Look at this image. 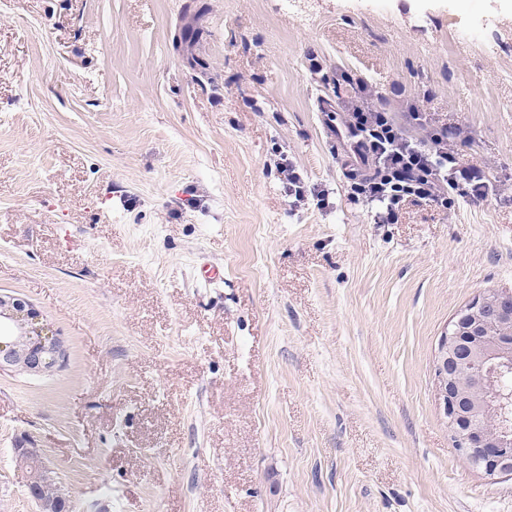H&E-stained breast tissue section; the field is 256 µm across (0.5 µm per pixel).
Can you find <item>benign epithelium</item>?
<instances>
[{
  "instance_id": "1",
  "label": "benign epithelium",
  "mask_w": 512,
  "mask_h": 512,
  "mask_svg": "<svg viewBox=\"0 0 512 512\" xmlns=\"http://www.w3.org/2000/svg\"><path fill=\"white\" fill-rule=\"evenodd\" d=\"M63 341L40 321L26 300L0 293V371L21 362L32 373L51 371L63 358ZM512 292L487 291L466 305L442 332L433 365L437 397L460 458L488 476L512 475V434L489 419L512 418ZM48 467L29 476L28 492L44 512H68L49 503L42 487Z\"/></svg>"
}]
</instances>
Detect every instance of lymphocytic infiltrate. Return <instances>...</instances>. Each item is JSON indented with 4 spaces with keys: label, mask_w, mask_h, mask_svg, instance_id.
<instances>
[{
    "label": "lymphocytic infiltrate",
    "mask_w": 512,
    "mask_h": 512,
    "mask_svg": "<svg viewBox=\"0 0 512 512\" xmlns=\"http://www.w3.org/2000/svg\"><path fill=\"white\" fill-rule=\"evenodd\" d=\"M336 79L352 89L340 106L354 140L348 176L356 197L371 205L374 223H398L409 201L445 209L460 198H486L488 172L460 160L459 127L432 121L410 98L400 100L401 115L393 117L376 84L345 69L337 70Z\"/></svg>",
    "instance_id": "f902f5d3"
}]
</instances>
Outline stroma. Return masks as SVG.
I'll list each match as a JSON object with an SVG mask.
<instances>
[{
	"mask_svg": "<svg viewBox=\"0 0 512 512\" xmlns=\"http://www.w3.org/2000/svg\"><path fill=\"white\" fill-rule=\"evenodd\" d=\"M340 66L432 90L486 200L372 223L317 108ZM284 154L326 207L290 204ZM489 290L512 291V0H0V292L65 346L0 372V512H41L19 448L72 512H512L432 381Z\"/></svg>",
	"mask_w": 512,
	"mask_h": 512,
	"instance_id": "1",
	"label": "stroma"
}]
</instances>
